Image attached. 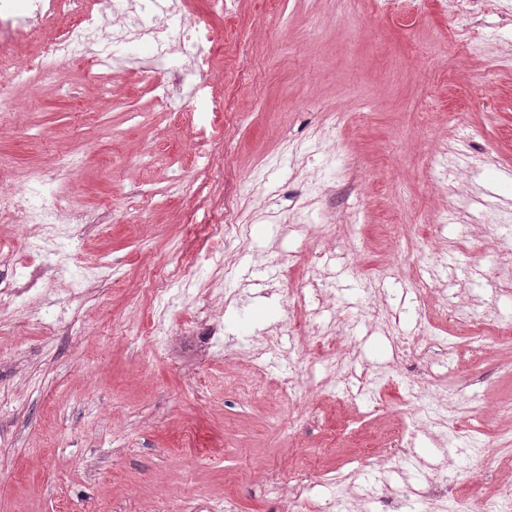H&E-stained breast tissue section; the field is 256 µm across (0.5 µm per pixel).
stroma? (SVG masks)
Returning a JSON list of instances; mask_svg holds the SVG:
<instances>
[{"mask_svg": "<svg viewBox=\"0 0 512 512\" xmlns=\"http://www.w3.org/2000/svg\"><path fill=\"white\" fill-rule=\"evenodd\" d=\"M216 68L161 107L150 42L64 60L29 85L0 156L23 185L97 215L62 275L18 283L39 324L0 304V512H284L271 478L309 464L304 512L436 507L512 483L471 440L512 430V0H185ZM232 204L239 229L214 238ZM330 259L312 276L313 253ZM111 262L86 281L87 268ZM171 277L164 304L143 286ZM453 305L460 321L440 312ZM485 348L423 355L402 336ZM162 328L165 341L148 337ZM279 349L250 372L251 343ZM346 357L344 370L326 354ZM302 392L282 380L298 359ZM376 390L349 398L352 372ZM472 394L457 430L420 414L416 381ZM305 410L301 426L288 418ZM418 428L400 435L408 417ZM357 471L364 498L328 481Z\"/></svg>", "mask_w": 512, "mask_h": 512, "instance_id": "obj_1", "label": "stroma"}]
</instances>
